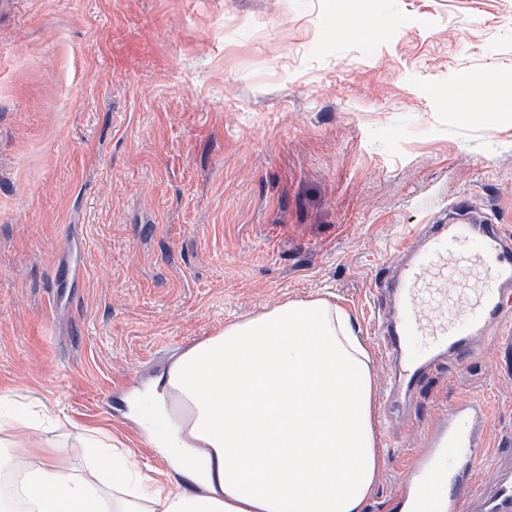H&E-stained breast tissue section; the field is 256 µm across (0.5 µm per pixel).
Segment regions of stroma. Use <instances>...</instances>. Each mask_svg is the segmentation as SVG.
Wrapping results in <instances>:
<instances>
[{
  "mask_svg": "<svg viewBox=\"0 0 512 512\" xmlns=\"http://www.w3.org/2000/svg\"><path fill=\"white\" fill-rule=\"evenodd\" d=\"M512 0H0V417L86 460L105 426L141 463L133 401L171 356L289 298L329 294L372 351L397 237L464 195L512 231ZM478 104L458 112L451 96ZM512 433L485 345L404 402L364 512L448 403Z\"/></svg>",
  "mask_w": 512,
  "mask_h": 512,
  "instance_id": "35a3bbf8",
  "label": "stroma"
}]
</instances>
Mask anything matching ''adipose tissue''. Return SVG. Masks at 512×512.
Masks as SVG:
<instances>
[{"label":"adipose tissue","mask_w":512,"mask_h":512,"mask_svg":"<svg viewBox=\"0 0 512 512\" xmlns=\"http://www.w3.org/2000/svg\"><path fill=\"white\" fill-rule=\"evenodd\" d=\"M186 406L156 449L196 491L142 470L107 431L78 473L18 412L0 425V512H362L382 470L371 356L320 295L226 323L160 379Z\"/></svg>","instance_id":"1"}]
</instances>
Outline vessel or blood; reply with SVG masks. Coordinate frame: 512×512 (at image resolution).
Here are the masks:
<instances>
[{
	"label": "vessel or blood",
	"instance_id": "b4317fda",
	"mask_svg": "<svg viewBox=\"0 0 512 512\" xmlns=\"http://www.w3.org/2000/svg\"><path fill=\"white\" fill-rule=\"evenodd\" d=\"M396 274L389 307L378 319V343L392 370L390 401L413 392L443 363L469 358L493 344L501 367L512 369V236L463 200L429 224L416 225L393 247ZM477 287H469L474 274ZM468 285L451 316L429 315L421 296L431 282ZM486 400L453 401L426 430L427 446L409 453L395 496L398 512H512V435L488 444ZM487 468L485 482L474 480Z\"/></svg>",
	"mask_w": 512,
	"mask_h": 512
}]
</instances>
